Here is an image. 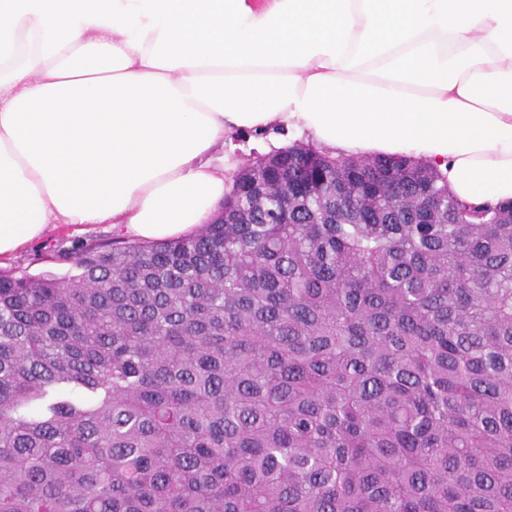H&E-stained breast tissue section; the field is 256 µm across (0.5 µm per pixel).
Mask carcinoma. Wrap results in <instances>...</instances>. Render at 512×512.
Masks as SVG:
<instances>
[{
    "mask_svg": "<svg viewBox=\"0 0 512 512\" xmlns=\"http://www.w3.org/2000/svg\"><path fill=\"white\" fill-rule=\"evenodd\" d=\"M75 268L0 270V512H512V204L295 144Z\"/></svg>",
    "mask_w": 512,
    "mask_h": 512,
    "instance_id": "1",
    "label": "carcinoma"
}]
</instances>
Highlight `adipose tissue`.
Listing matches in <instances>:
<instances>
[{
	"label": "adipose tissue",
	"instance_id": "adipose-tissue-1",
	"mask_svg": "<svg viewBox=\"0 0 512 512\" xmlns=\"http://www.w3.org/2000/svg\"><path fill=\"white\" fill-rule=\"evenodd\" d=\"M420 158L512 201V0H0V259L51 223H209L236 132Z\"/></svg>",
	"mask_w": 512,
	"mask_h": 512
}]
</instances>
